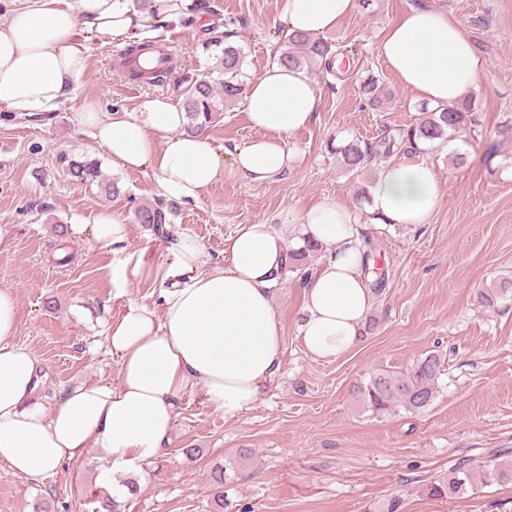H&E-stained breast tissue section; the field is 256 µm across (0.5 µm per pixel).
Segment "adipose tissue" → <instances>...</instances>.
<instances>
[{"label": "adipose tissue", "instance_id": "ef3b65f1", "mask_svg": "<svg viewBox=\"0 0 512 512\" xmlns=\"http://www.w3.org/2000/svg\"><path fill=\"white\" fill-rule=\"evenodd\" d=\"M0 15V109L58 111L84 75L95 41L125 44L160 24H201L196 0H12ZM358 0H283L287 33L322 36L353 15ZM380 56L403 88L431 105L462 101L482 69L464 25L451 13L418 0L384 30ZM319 106L313 80L300 68L271 64L248 82L244 114L259 136L214 147L206 131L188 130L181 107L160 96L131 112H104L87 104L79 124L114 165L151 173L164 197L199 199L214 184L244 178L255 184L284 172L287 140L306 128ZM365 211L320 202L276 224H240L224 241L223 262L209 265L195 235L181 233L163 271L170 288L162 311L132 302L109 320L104 341L117 362L113 382L61 390L52 409L37 403L38 360L19 339L15 295L0 290V461L29 477L82 463L90 447L106 453L100 492L113 494L118 477L159 459L170 441L182 399L201 391L225 417L251 409L281 369L284 340L273 303L294 231L318 243L325 257L303 287L299 328L305 350L317 358L350 351L375 304L364 275L362 235L367 217L383 224L430 223L441 200L432 167L409 156L383 164ZM118 254L113 287L128 282L121 257L129 227L101 213L76 224Z\"/></svg>", "mask_w": 512, "mask_h": 512}]
</instances>
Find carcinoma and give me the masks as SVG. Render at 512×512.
<instances>
[{
    "label": "carcinoma",
    "instance_id": "1",
    "mask_svg": "<svg viewBox=\"0 0 512 512\" xmlns=\"http://www.w3.org/2000/svg\"><path fill=\"white\" fill-rule=\"evenodd\" d=\"M235 33L224 31L215 36V41L224 42L223 54L219 57L218 77L211 75L193 81L183 92V108L187 112L190 127L199 122L210 123L215 112L223 104L233 103L243 93L240 81L242 52L231 41ZM340 52V47L320 37L295 33L280 34L277 61L287 68H303L311 71ZM475 121L471 102L446 105L444 107L420 108L414 122L394 130H387L374 142L358 138L346 141L336 148V155L347 171H359L375 163H386L402 154H416L436 150L444 144L465 134ZM63 172L70 180L79 183H98L102 172L93 160H76L67 154L60 156ZM172 207L158 202L153 206H142L136 216L140 223L151 226L163 238L170 235L166 224L170 223ZM365 275L371 278L370 288L374 293L382 291L385 271L372 263V254L366 253ZM512 293V280L477 292L476 302L481 307H493L498 300ZM445 360L434 352L418 360L413 369L402 377L389 374L373 375L359 387L364 407L376 414H386L396 408L419 411L428 408L438 392V381L444 374ZM512 481V463L496 457L481 461L477 466L469 459L459 460L448 470V475L436 478L427 487L431 498H449L477 484L484 486Z\"/></svg>",
    "mask_w": 512,
    "mask_h": 512
}]
</instances>
